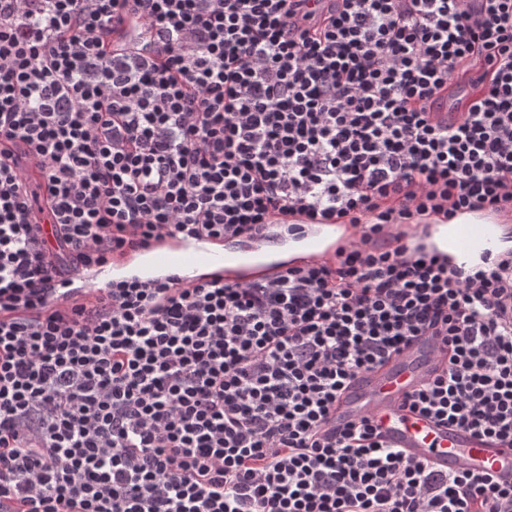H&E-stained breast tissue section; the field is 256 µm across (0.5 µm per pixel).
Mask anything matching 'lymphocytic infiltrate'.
<instances>
[{"label": "lymphocytic infiltrate", "mask_w": 512, "mask_h": 512, "mask_svg": "<svg viewBox=\"0 0 512 512\" xmlns=\"http://www.w3.org/2000/svg\"><path fill=\"white\" fill-rule=\"evenodd\" d=\"M474 211L512 220V0H0V512H512L334 421L430 336L409 409L512 446V250L405 243ZM314 224L354 236L272 280L52 301Z\"/></svg>", "instance_id": "f902f5d3"}]
</instances>
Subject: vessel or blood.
<instances>
[{"mask_svg": "<svg viewBox=\"0 0 512 512\" xmlns=\"http://www.w3.org/2000/svg\"><path fill=\"white\" fill-rule=\"evenodd\" d=\"M352 230L343 224L280 239L276 250L246 252L225 248L223 242L200 238L164 240L152 248L129 252L125 264L112 267L114 278L136 276L143 280L175 275L191 282L204 274L246 280L285 272L289 263L332 258ZM439 366V343H415L384 365L354 377L336 406V424L345 426L370 416L372 424L392 447L407 456L433 463L442 471L462 468L489 474L501 484L512 482V448L477 437L457 426L410 412L403 403Z\"/></svg>", "mask_w": 512, "mask_h": 512, "instance_id": "b4317fda", "label": "vessel or blood"}]
</instances>
